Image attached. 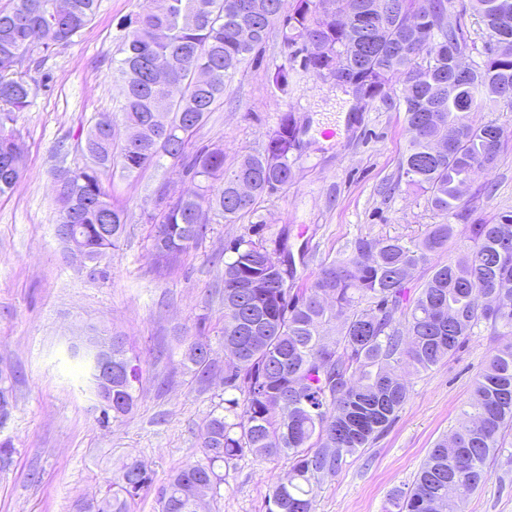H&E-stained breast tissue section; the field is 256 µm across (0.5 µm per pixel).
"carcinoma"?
Masks as SVG:
<instances>
[{"instance_id": "carcinoma-1", "label": "carcinoma", "mask_w": 512, "mask_h": 512, "mask_svg": "<svg viewBox=\"0 0 512 512\" xmlns=\"http://www.w3.org/2000/svg\"><path fill=\"white\" fill-rule=\"evenodd\" d=\"M98 0H66L57 16L53 0H13L0 10V195L19 181L16 160L23 143L13 129L14 114L30 103L32 88L13 72L19 58L44 54L71 41L95 17ZM142 0L124 24L120 57L113 71L123 83L121 122L148 126L156 110L168 118V132L131 147L99 125L86 140L96 162L74 169L71 193L59 199L58 223L78 232L91 261L100 265L126 233L125 210L106 189L103 176L114 168L133 175L169 158L182 167L188 186L156 216L150 248L171 264L205 238L208 224L196 214L212 213L231 224L254 211L267 195L293 177V145L285 134L291 117L281 118L279 137L224 170V151L188 147L206 116L224 104L225 80L248 57L258 55L273 33L281 36L286 60L305 69L320 63L303 42L340 50L352 71L368 81L375 96L389 97L402 82L407 149L399 167L407 187L420 190L435 211L456 220L430 224L423 238H360L351 254L325 263L307 288L288 285V269L261 245L232 241L224 265V412H212L199 427L202 458L171 472L158 491V512H205L216 499L230 466L249 452L260 458L285 457L290 472L276 484L267 512H314V487L336 473L346 458L366 448L393 422L408 390L398 369L408 364L426 371L456 351L482 327L500 344L474 383L472 413L451 437L434 446L412 488L395 490L386 512H466L472 494L485 482L487 461L502 448L512 427V212L491 224L472 220L471 176L497 160L507 130L477 124L487 106L512 112V27L500 29L498 16L512 13V0H471L483 24L481 62L469 76L448 85L461 48L473 49L461 16L442 30L422 0H336L352 6L357 19L345 22L322 12V0H168L161 12ZM421 54L423 71L409 78L411 54ZM171 66L174 84L153 81V69ZM207 67L212 79L200 85L195 70ZM447 140L435 153L434 141ZM252 193L243 198L241 183ZM469 244L455 261L443 260L458 224ZM428 265L431 275L415 298L406 283L413 269ZM344 317L340 335L336 318ZM213 349L206 336H192L184 360L209 375ZM137 357L124 346L112 350L129 384L112 386L117 421L136 402ZM153 487L148 465L129 454L119 476L84 507V512H137Z\"/></svg>"}]
</instances>
